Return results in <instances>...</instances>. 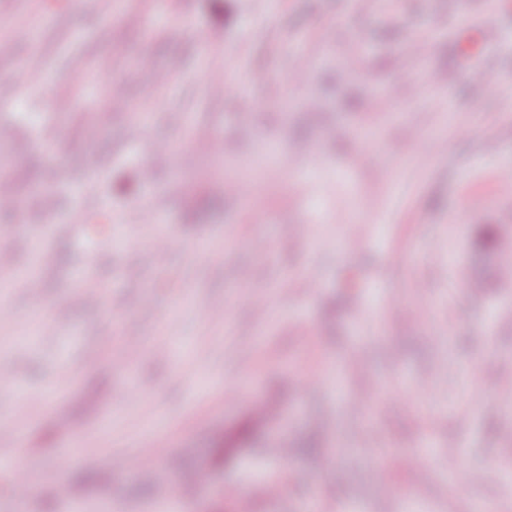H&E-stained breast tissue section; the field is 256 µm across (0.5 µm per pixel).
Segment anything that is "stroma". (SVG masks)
I'll return each mask as SVG.
<instances>
[{
    "label": "stroma",
    "mask_w": 512,
    "mask_h": 512,
    "mask_svg": "<svg viewBox=\"0 0 512 512\" xmlns=\"http://www.w3.org/2000/svg\"><path fill=\"white\" fill-rule=\"evenodd\" d=\"M22 64L0 102L25 194L0 218V420L22 438L0 457L28 481L0 472V512H158L162 483L179 512H512V0H0V78ZM154 436L170 463L129 466ZM452 446L486 476L405 468Z\"/></svg>",
    "instance_id": "stroma-1"
}]
</instances>
